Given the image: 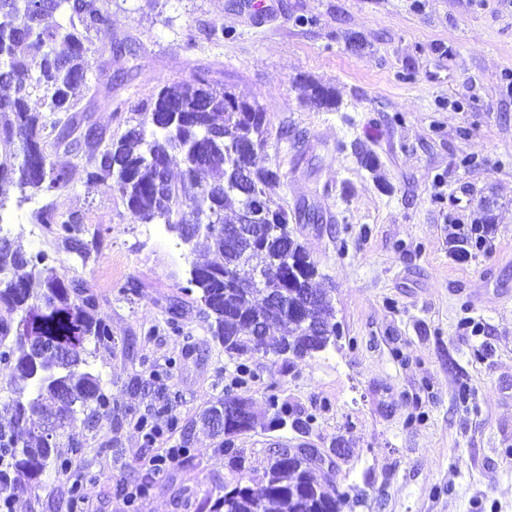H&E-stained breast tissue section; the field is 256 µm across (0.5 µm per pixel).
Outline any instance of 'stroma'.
<instances>
[{
  "instance_id": "1",
  "label": "stroma",
  "mask_w": 512,
  "mask_h": 512,
  "mask_svg": "<svg viewBox=\"0 0 512 512\" xmlns=\"http://www.w3.org/2000/svg\"><path fill=\"white\" fill-rule=\"evenodd\" d=\"M101 4L111 24L92 32L84 60L89 77L111 74L112 92H75L92 122L120 137L158 88L204 71L257 102L281 204L321 216L291 228L340 335L302 359L255 355L241 375L185 290L186 250L171 232L144 236L112 180L52 198L58 213L107 229L86 265L51 234L34 240L32 205L10 193L0 209L9 238L99 297L117 346L96 367L114 402L147 412L150 397L126 384L155 368H169L177 394L152 445L131 425L75 429L76 466L44 476L14 512H72L78 482L79 512H208L225 485L259 479L278 443L318 449L352 512H512V297L498 292L512 289V0H265L260 12L250 0ZM311 81L336 89L338 109L308 102ZM475 229L481 245L455 258L456 237ZM230 395L258 411L277 396L309 426L233 435L245 458L234 470L195 424ZM145 479L146 493L129 499Z\"/></svg>"
}]
</instances>
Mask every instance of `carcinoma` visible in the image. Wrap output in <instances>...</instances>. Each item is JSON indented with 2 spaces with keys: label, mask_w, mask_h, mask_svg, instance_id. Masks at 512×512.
I'll return each mask as SVG.
<instances>
[{
  "label": "carcinoma",
  "mask_w": 512,
  "mask_h": 512,
  "mask_svg": "<svg viewBox=\"0 0 512 512\" xmlns=\"http://www.w3.org/2000/svg\"><path fill=\"white\" fill-rule=\"evenodd\" d=\"M110 25L99 0H0V208L11 191L54 195L83 174L91 183L102 176L134 219L160 221L195 256L184 291L197 292L209 331L231 357L292 355L305 357L335 343V307L313 287L315 265L295 238L286 237L288 211L275 197L280 175L261 164L266 116L257 103L237 99L207 73L163 85L118 139L104 142L86 122L74 91L94 87L84 55L91 32ZM310 99L329 111L338 107L335 89L312 83ZM38 93L41 109L28 100ZM84 159L82 169L52 158L48 147ZM180 158L174 176L171 164ZM249 177L239 182L238 171ZM258 198L275 220L245 223L244 210ZM65 248L82 262L102 243V230L89 232L84 217L58 216L48 204L33 212ZM239 228L247 237L227 228ZM278 264L282 274L258 288H242L243 266L266 271ZM288 301V310L273 307ZM98 296L47 265L41 252L29 254L15 240L0 237V364L10 369L0 390V499L40 487L50 471L63 473L72 459L60 455L64 437L78 425L95 433L110 426H136L153 443L157 426L129 416L112 403L106 382L95 369L97 354L112 349L109 326L95 317ZM37 338L66 350L59 355L31 342ZM271 428L303 422L288 420V404L269 397ZM226 408L224 427L212 422ZM255 415L248 399L217 400L200 416L203 428L225 436L234 468L244 459L230 436L247 431ZM304 449L273 451L260 482L241 480L209 500V512H344L348 495L319 474Z\"/></svg>",
  "instance_id": "cac0c4a2"
}]
</instances>
